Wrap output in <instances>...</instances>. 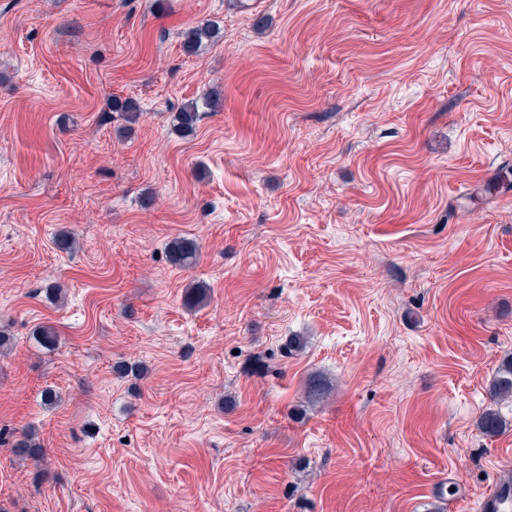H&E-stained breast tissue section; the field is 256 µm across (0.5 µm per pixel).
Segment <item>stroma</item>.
Returning <instances> with one entry per match:
<instances>
[{
  "mask_svg": "<svg viewBox=\"0 0 512 512\" xmlns=\"http://www.w3.org/2000/svg\"><path fill=\"white\" fill-rule=\"evenodd\" d=\"M0 329V512H481L512 474V399L477 428L512 355V0H0ZM218 28L211 22H201L182 32L183 47L187 53H194L204 42L216 38ZM198 118V106L192 102L184 106L180 112H176L173 118V126L179 134L188 136L193 134ZM167 254L174 265L186 268L196 264L198 248L190 239L175 237L167 243ZM479 428L486 437H496L502 433L507 422L494 408L487 407L480 415ZM13 450L16 456L30 460L39 458L43 453L41 443L37 441L35 433L32 431L22 433L15 440Z\"/></svg>",
  "mask_w": 512,
  "mask_h": 512,
  "instance_id": "obj_1",
  "label": "stroma"
}]
</instances>
